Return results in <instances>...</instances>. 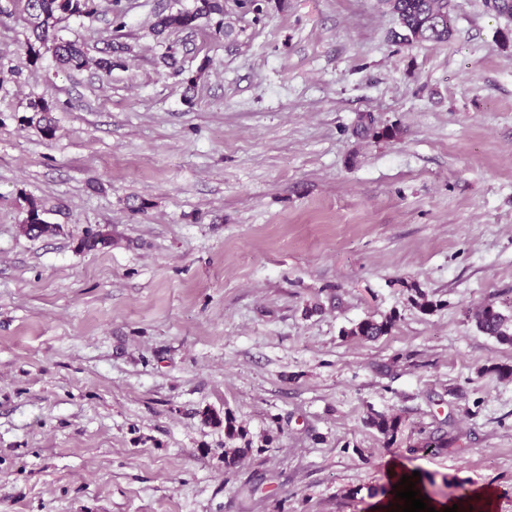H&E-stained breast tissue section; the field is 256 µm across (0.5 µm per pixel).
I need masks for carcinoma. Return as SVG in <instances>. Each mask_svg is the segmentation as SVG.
Returning a JSON list of instances; mask_svg holds the SVG:
<instances>
[{
    "mask_svg": "<svg viewBox=\"0 0 512 512\" xmlns=\"http://www.w3.org/2000/svg\"><path fill=\"white\" fill-rule=\"evenodd\" d=\"M19 9L20 19L29 31L25 42L30 62L37 63L43 52L49 51L58 66L64 69L81 70L89 66L108 75L115 66L113 55L121 53L124 47H109L104 55L90 58L78 39H64L58 36L59 25L71 17H92L98 12V0H11ZM381 4L397 20L400 31L394 38L407 44L444 43L452 34L453 15L450 0H381ZM218 31L229 35L224 28V0H194L190 8H180L167 14L156 15L153 24L155 35L163 39L172 32H194L214 17ZM31 111L39 114L36 120L38 130L46 135L53 134L54 127L48 117L49 104L43 100L30 104ZM41 202L27 200V216L22 225L25 234L32 237L49 235L55 226L44 218ZM479 332L496 339L502 344L512 345V309L504 312L496 303H483L472 313ZM396 323V316L381 319L372 316L360 320L351 328L342 331L347 339L357 342L375 341L390 334ZM367 424L387 440L394 439L402 430L400 415L373 414Z\"/></svg>",
    "mask_w": 512,
    "mask_h": 512,
    "instance_id": "1",
    "label": "carcinoma"
}]
</instances>
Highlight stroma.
<instances>
[{
  "instance_id": "stroma-1",
  "label": "stroma",
  "mask_w": 512,
  "mask_h": 512,
  "mask_svg": "<svg viewBox=\"0 0 512 512\" xmlns=\"http://www.w3.org/2000/svg\"><path fill=\"white\" fill-rule=\"evenodd\" d=\"M192 3L66 21L128 46L106 77L30 64L0 15V512H375L392 462L512 512V378L476 374L512 346L468 318L512 304V19L453 0L448 42L407 45L379 0H224L231 38L159 43ZM31 197L54 234L23 233ZM446 433L464 454L415 450ZM396 323L395 315L382 317L380 320L374 316H368L354 324L351 328L343 331L346 339L357 342L375 341L382 336L389 335ZM367 424L390 441L401 432L403 421L401 416L396 413L373 414L368 417Z\"/></svg>"
}]
</instances>
